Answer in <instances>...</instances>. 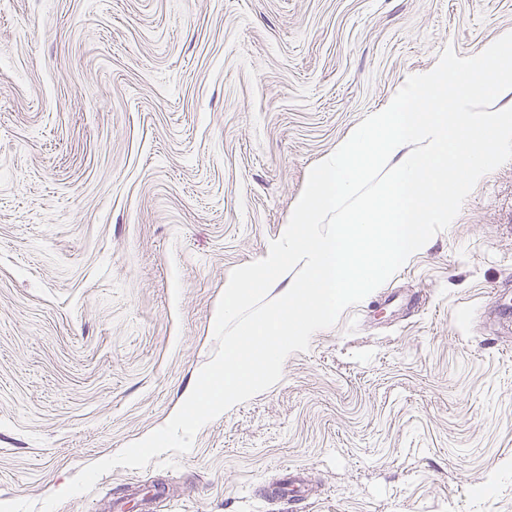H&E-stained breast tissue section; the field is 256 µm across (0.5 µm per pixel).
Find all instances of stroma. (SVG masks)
Returning <instances> with one entry per match:
<instances>
[{
    "mask_svg": "<svg viewBox=\"0 0 512 512\" xmlns=\"http://www.w3.org/2000/svg\"><path fill=\"white\" fill-rule=\"evenodd\" d=\"M512 0H0V512L165 426L312 167ZM512 161L190 450L56 512H512Z\"/></svg>",
    "mask_w": 512,
    "mask_h": 512,
    "instance_id": "obj_1",
    "label": "stroma"
}]
</instances>
